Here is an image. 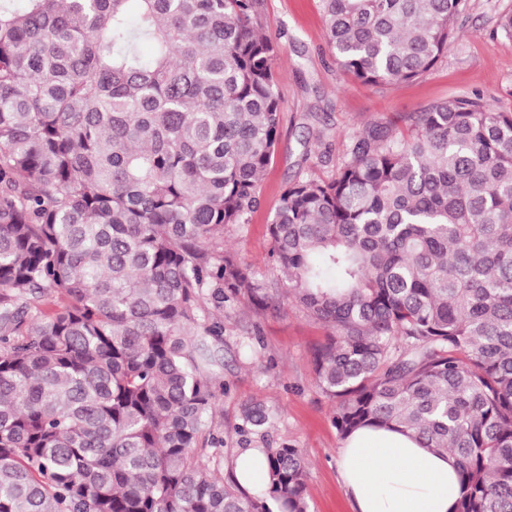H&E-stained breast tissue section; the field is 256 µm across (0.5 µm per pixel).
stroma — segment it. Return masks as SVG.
<instances>
[{"mask_svg": "<svg viewBox=\"0 0 512 512\" xmlns=\"http://www.w3.org/2000/svg\"><path fill=\"white\" fill-rule=\"evenodd\" d=\"M511 10L512 0H467L446 55L430 72L410 82L366 86L336 66L318 0H266L264 25L281 47L276 65L284 100L280 139L259 182L257 210L249 224L225 231L224 249L254 266L281 308L261 309L246 293L224 305V366L218 371L224 397L216 421L226 462L219 475L228 476V460L244 447L287 443L300 448L308 463L310 512H353L337 468L342 440L331 422L332 404L314 381L313 352L328 330L286 299L280 273L266 266L268 225L299 172L311 169L324 179L335 175L347 132L477 94L512 111V39L496 29L498 15ZM303 135L322 163L304 162L298 144ZM251 401L263 403L277 420L268 436L246 442L238 427L242 408Z\"/></svg>", "mask_w": 512, "mask_h": 512, "instance_id": "1", "label": "stroma"}]
</instances>
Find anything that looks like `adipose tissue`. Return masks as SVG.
Listing matches in <instances>:
<instances>
[{
    "label": "adipose tissue",
    "mask_w": 512,
    "mask_h": 512,
    "mask_svg": "<svg viewBox=\"0 0 512 512\" xmlns=\"http://www.w3.org/2000/svg\"><path fill=\"white\" fill-rule=\"evenodd\" d=\"M339 468L355 512H453L459 495L451 455L398 431L354 432L340 450Z\"/></svg>",
    "instance_id": "ef3b65f1"
}]
</instances>
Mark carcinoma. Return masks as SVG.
Masks as SVG:
<instances>
[{"instance_id":"1","label":"carcinoma","mask_w":512,"mask_h":512,"mask_svg":"<svg viewBox=\"0 0 512 512\" xmlns=\"http://www.w3.org/2000/svg\"><path fill=\"white\" fill-rule=\"evenodd\" d=\"M364 85L440 61L465 0H319ZM151 45L149 58L138 51ZM264 0H0V512H309L307 462L215 475L224 253L280 133ZM344 134L284 191L268 264L331 329L340 437L413 433L458 466L455 512H512V111L480 96ZM276 414L244 408L240 432Z\"/></svg>"}]
</instances>
